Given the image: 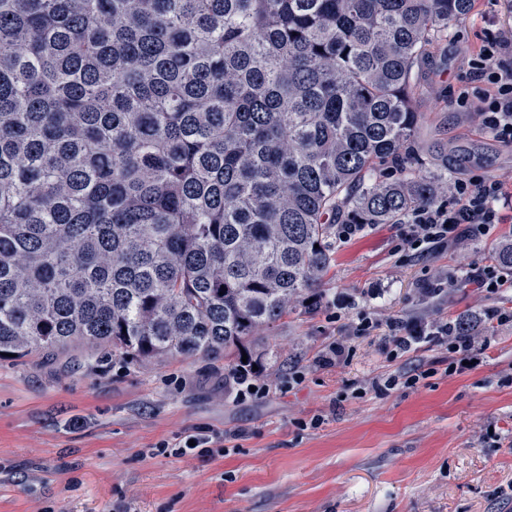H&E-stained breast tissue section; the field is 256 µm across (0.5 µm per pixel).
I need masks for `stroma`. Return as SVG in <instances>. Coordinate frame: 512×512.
<instances>
[{
  "label": "stroma",
  "mask_w": 512,
  "mask_h": 512,
  "mask_svg": "<svg viewBox=\"0 0 512 512\" xmlns=\"http://www.w3.org/2000/svg\"><path fill=\"white\" fill-rule=\"evenodd\" d=\"M510 25L512 0H474L413 83L423 160L512 193V147L454 102L472 52ZM404 231L371 224L339 244L317 306L260 333L262 398L236 399L220 358L90 367L75 348L0 360V512H512V322L487 318L512 311V288L457 282L512 239V211L488 236L426 254L404 246ZM362 311L374 328L357 336ZM393 319H466L490 347L450 375L453 355L433 340L393 353ZM333 341L349 358L316 364ZM417 369L427 376L413 387H371ZM200 433L208 447L173 452Z\"/></svg>",
  "instance_id": "1"
}]
</instances>
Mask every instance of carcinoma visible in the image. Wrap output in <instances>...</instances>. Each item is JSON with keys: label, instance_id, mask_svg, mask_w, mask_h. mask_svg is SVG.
<instances>
[{"label": "carcinoma", "instance_id": "1", "mask_svg": "<svg viewBox=\"0 0 512 512\" xmlns=\"http://www.w3.org/2000/svg\"><path fill=\"white\" fill-rule=\"evenodd\" d=\"M472 2L0 0V358L241 368L336 219L448 192L412 72Z\"/></svg>", "mask_w": 512, "mask_h": 512}]
</instances>
